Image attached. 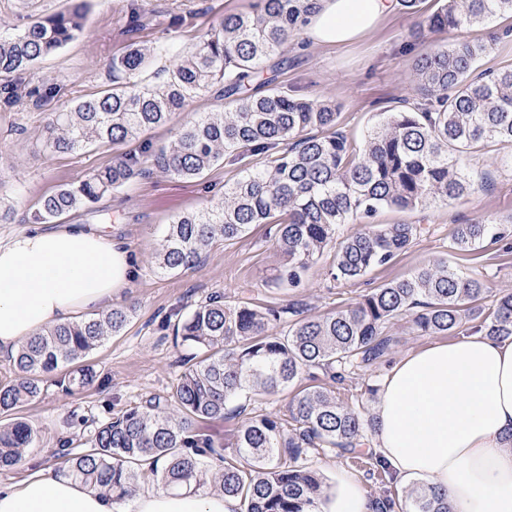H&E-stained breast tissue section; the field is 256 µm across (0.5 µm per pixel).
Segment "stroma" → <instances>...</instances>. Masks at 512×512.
<instances>
[{"label":"stroma","mask_w":512,"mask_h":512,"mask_svg":"<svg viewBox=\"0 0 512 512\" xmlns=\"http://www.w3.org/2000/svg\"><path fill=\"white\" fill-rule=\"evenodd\" d=\"M252 2L139 0L134 5L130 0H85L82 34L20 79V102L0 96V240L27 230L32 211L60 185L83 181L110 165L118 153L112 146L76 153L47 151L44 142L54 112L110 89L109 64L131 46L154 48L143 76L157 82L173 64L162 53V46L192 49L216 18L249 10ZM66 6V0H0V18L8 33L14 34L33 18ZM437 7V0H422L417 15L400 8L367 35L337 48L318 46L298 36L278 67L275 86L291 96L319 95L330 100L339 114V128L349 138L361 139L381 113L407 110L417 103L413 64L432 39L418 23L421 15ZM506 29L510 37L494 43L491 53L478 62L480 70L489 71L512 66V18L497 17L485 26L447 31L441 38L457 44ZM38 87L50 88V96L35 98L32 91ZM224 104L221 85H214L146 138L152 148L167 145L179 127L201 113L223 109ZM466 165L474 188L462 198L414 211L386 208L374 216L377 224L406 222L418 227L416 237L391 263L374 268L356 282L336 281L328 273L333 258L328 251L308 269L301 288L290 292L275 288L272 282L283 256L267 224L252 226L240 238L215 242L193 268L164 273L155 265L154 246L171 216L217 202L225 182L236 178L242 161L225 158L203 177L193 179H177L153 169L105 195L94 213H81L75 220L107 225L139 254V273L118 301L131 310L128 322L119 335L109 337L89 355L96 373L92 385L68 393L55 384L53 376L43 377L38 398L19 410L36 434L35 443L19 464L0 470V483L38 468L65 474L69 456L87 448L94 428L103 421L154 397L173 405L178 378L195 355L194 349L176 341L173 325L212 296L256 308L279 309L294 302L303 314L324 315L355 303L371 288L406 278L444 258L451 268L483 281L489 291L483 304L492 306L495 296L512 292V227H506L502 240L475 249L455 250L451 243L457 225L512 216V145L489 146L472 154ZM386 332L393 346L376 365L355 371L341 382L323 375L317 379L318 385L340 400L363 406L368 418L373 417L375 404L368 387H380L402 358L435 341L434 336L418 334L406 316L388 325ZM287 404L284 395L259 398L250 401L245 416L203 420L196 427L230 454L244 417L281 416ZM304 464L329 487L342 476L355 479L369 496L382 494L389 486L387 474L356 467L335 449L310 450Z\"/></svg>","instance_id":"1"}]
</instances>
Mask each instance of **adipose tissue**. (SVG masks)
I'll return each instance as SVG.
<instances>
[{
  "label": "adipose tissue",
  "instance_id": "adipose-tissue-1",
  "mask_svg": "<svg viewBox=\"0 0 512 512\" xmlns=\"http://www.w3.org/2000/svg\"><path fill=\"white\" fill-rule=\"evenodd\" d=\"M400 0H318L306 33L340 46L392 17ZM140 259L98 224L35 227L0 243V352L81 312L112 308ZM378 460L402 486L445 494L452 512H512V337L468 336L401 359L374 406ZM236 498L202 489L145 488L125 510L67 477L38 471L0 486V512H237ZM312 512H372L339 479Z\"/></svg>",
  "mask_w": 512,
  "mask_h": 512
}]
</instances>
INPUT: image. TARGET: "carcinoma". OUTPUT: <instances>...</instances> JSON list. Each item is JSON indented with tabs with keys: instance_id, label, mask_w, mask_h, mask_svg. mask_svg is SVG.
Segmentation results:
<instances>
[{
	"instance_id": "obj_1",
	"label": "carcinoma",
	"mask_w": 512,
	"mask_h": 512,
	"mask_svg": "<svg viewBox=\"0 0 512 512\" xmlns=\"http://www.w3.org/2000/svg\"><path fill=\"white\" fill-rule=\"evenodd\" d=\"M440 2L419 28L443 32L512 16V0ZM316 8L317 0H258L249 12L226 14L195 48L177 56L160 85L141 78L155 50L135 47L113 58L112 91L57 113L46 138L49 150L76 153L136 139L168 124L213 84L224 85L228 103L179 128L156 151L145 143L80 184L61 186L41 200L28 223L90 211L105 194L150 168L197 178L226 156H255L257 162L224 184V196L210 208L170 218L154 251L160 271L196 265L217 237L233 240L253 224L276 226L284 264L273 282L282 290L300 287L327 249H336L330 268L336 280H359L392 261L410 245L416 225L368 223L338 243L339 225L371 218L385 207L415 210L471 192L465 158L493 142L512 145V67L476 75L489 43L452 49L436 44L414 64L421 102L409 111L383 113L353 143L337 128L338 112L328 101L292 97L272 87L273 77L251 87L254 75L303 31ZM83 20V2L71 0L65 10L0 37V93L18 99L21 75L76 39ZM501 237L497 222L474 220L457 225L453 246L467 250ZM484 293L480 279L439 261L325 316L211 298L174 326L182 344L204 353L178 379L176 410L150 399L100 423L89 447L70 459L67 476L114 500L145 482L164 490L209 483L240 499L245 512H308L324 485L300 463L302 456L316 447L355 453L369 424L360 411L321 386L308 387L289 401V419L262 415L246 421L236 435L235 457L195 431L193 420L222 418L231 402L251 392L277 395L312 368L333 381L370 368L392 348L385 325L405 313L426 335L453 333L475 320L476 332L484 336L512 337V292L488 310L476 305ZM285 312L295 317L288 330L269 334ZM128 319L129 309L112 308L30 338L11 359L13 378L0 382V416L14 415L37 397L40 376L61 366L69 367L59 380L66 391L92 383L95 373L86 358ZM32 442L24 422L0 423V470L17 465ZM159 459L166 461L161 469L154 466ZM373 506L374 512H451L442 495L424 488L408 492L402 503L387 489L373 498Z\"/></svg>"
}]
</instances>
